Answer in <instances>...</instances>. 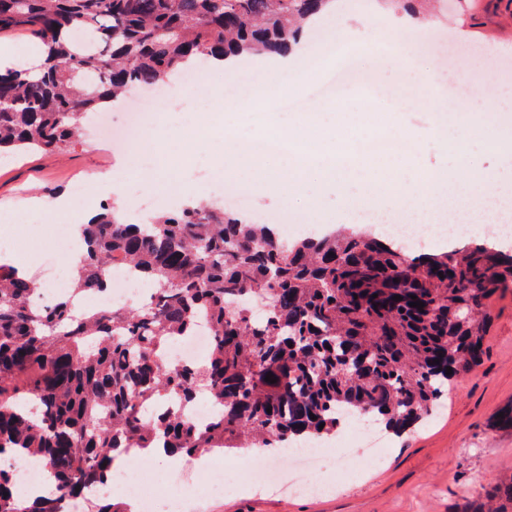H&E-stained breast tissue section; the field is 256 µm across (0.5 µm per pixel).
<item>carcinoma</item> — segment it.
<instances>
[{
    "mask_svg": "<svg viewBox=\"0 0 512 512\" xmlns=\"http://www.w3.org/2000/svg\"><path fill=\"white\" fill-rule=\"evenodd\" d=\"M322 3L0 0V33L45 49L30 69L0 68V154L68 148L86 114L199 57L281 52L301 34L292 23ZM79 230L78 280L49 308L33 306L40 286L0 259V456L37 457L53 485L23 498L0 468V512H60L107 480L119 448L162 446L179 459L246 441L276 448L335 436L344 412L405 431L440 405L449 380L481 365L490 301L512 286V254L485 244L412 258L355 233L290 246L217 205L131 224L103 204ZM118 265L151 284L153 302L78 310L75 297L106 292ZM250 297L266 299L260 323ZM202 321L204 362L170 361L169 347ZM201 392L219 406L204 428L170 409L148 414ZM487 499L497 507L462 512H512V475Z\"/></svg>",
    "mask_w": 512,
    "mask_h": 512,
    "instance_id": "cac0c4a2",
    "label": "carcinoma"
}]
</instances>
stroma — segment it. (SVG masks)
Wrapping results in <instances>:
<instances>
[{"label": "stroma", "instance_id": "stroma-1", "mask_svg": "<svg viewBox=\"0 0 512 512\" xmlns=\"http://www.w3.org/2000/svg\"><path fill=\"white\" fill-rule=\"evenodd\" d=\"M417 8L427 15V22L409 31L407 55L390 60L381 72L382 82L399 84L408 95L399 122L411 136L417 164L447 168L460 179L511 176L505 158L512 153V77L503 73L500 64L512 62V0H419ZM337 28L332 20L306 32L296 69L306 71L312 63L317 69L299 90V98H309L314 86L328 84L342 69H371V56L361 48L366 38L363 28L348 31V57L328 51ZM448 52L466 58L482 72V80L470 85L449 80L444 61ZM433 67L444 79L449 103L461 98L468 103L467 111H448L447 129L476 125L496 131L497 139L471 138L460 157L446 152L430 133L438 118L424 106L431 90L422 83L421 73ZM264 85L251 60L243 61L239 73L222 77L204 66L190 87L172 89L156 119L178 126L191 114L212 111L220 102L225 110L217 112L218 120L231 130L232 106L244 100L249 88ZM153 95L150 89L134 90L108 113L89 114L81 136L66 151L0 161V214L15 212L22 227L14 240L16 252L27 258L47 255L63 263L65 253L55 237L62 218L49 204L66 195L71 180L89 177L97 182L98 195L79 203L87 211L111 201L107 187L113 182L123 183L130 199L142 197L140 180L154 162L144 160L139 171L121 167V143L130 133L129 113L142 111ZM224 194L229 198L225 214H250L259 224L282 219L289 226L288 242L324 233V225L307 223L305 200L294 199L285 207L264 203L254 188L230 180L224 183ZM490 310L482 365L456 377L437 414L392 439L382 461L343 459L318 469L315 479L331 481L335 492L282 495L240 490L215 497L208 493L207 477L201 474L185 487L183 512H458L463 504L484 499L486 490L512 470V430L492 425L497 412L512 404V287L492 299ZM342 470L350 471V478H339Z\"/></svg>", "mask_w": 512, "mask_h": 512}]
</instances>
